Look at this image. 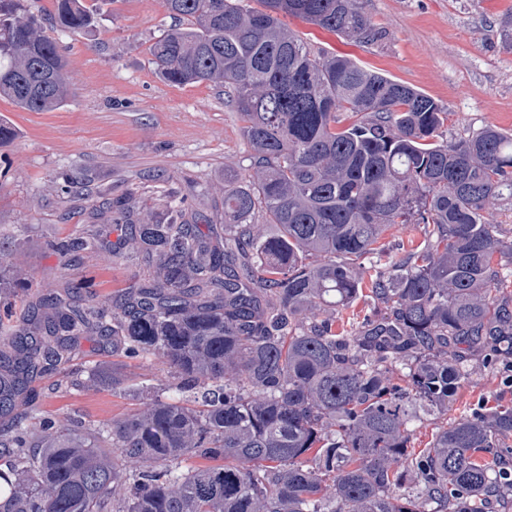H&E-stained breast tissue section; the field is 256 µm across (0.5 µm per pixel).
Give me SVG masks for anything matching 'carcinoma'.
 Masks as SVG:
<instances>
[{
    "label": "carcinoma",
    "mask_w": 512,
    "mask_h": 512,
    "mask_svg": "<svg viewBox=\"0 0 512 512\" xmlns=\"http://www.w3.org/2000/svg\"><path fill=\"white\" fill-rule=\"evenodd\" d=\"M259 2L164 0L179 25L148 48L157 74L233 90L254 174L224 183L222 235L181 210L136 222L132 201L104 202L145 272L110 304L45 294L0 341V512H491L512 494V407L408 450L475 360L512 351V228L483 215L488 199L512 200V133L440 142L448 111L433 98L312 51L282 21L383 41L360 0ZM94 11L0 0V98L62 108L66 48L43 24L79 31ZM390 224L422 225L427 245L366 283L361 260ZM94 244L85 231L62 248L75 262ZM365 286L374 313L336 330ZM17 288L0 253V298ZM91 325L114 349L159 357L174 382L112 422L110 456L52 420L32 449L30 384L69 363Z\"/></svg>",
    "instance_id": "carcinoma-1"
}]
</instances>
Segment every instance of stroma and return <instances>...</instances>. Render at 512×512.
<instances>
[{
    "instance_id": "35a3bbf8",
    "label": "stroma",
    "mask_w": 512,
    "mask_h": 512,
    "mask_svg": "<svg viewBox=\"0 0 512 512\" xmlns=\"http://www.w3.org/2000/svg\"><path fill=\"white\" fill-rule=\"evenodd\" d=\"M362 11L386 32L379 45L340 38L296 17L290 30L317 52L350 55L358 64L410 85L448 111L447 140L486 126L512 133V46L500 26L512 0H361ZM162 0H111L89 32L61 40L68 56V99L53 112H27L0 100V116L16 131L0 148V249L25 290L0 301V317L20 318L30 301L69 285L82 299L110 302L142 267L124 240L121 219L91 221L82 183L109 198L134 194L137 216L151 220L167 203L200 215L201 230L224 209V178L250 174V148L227 88L211 83L162 82L149 46L173 26ZM94 226V247L72 262L58 243ZM424 239L421 225L393 224L379 251L363 260L365 274ZM67 372L35 379L43 415L83 431L137 413L146 403L136 390L147 379L168 380L156 357L113 350L108 336L85 334L75 343ZM512 405V367L478 365L448 412L415 424L413 451L427 448L439 427L473 409Z\"/></svg>"
}]
</instances>
